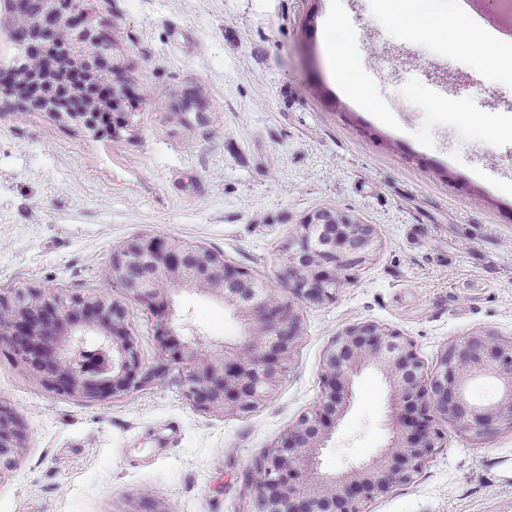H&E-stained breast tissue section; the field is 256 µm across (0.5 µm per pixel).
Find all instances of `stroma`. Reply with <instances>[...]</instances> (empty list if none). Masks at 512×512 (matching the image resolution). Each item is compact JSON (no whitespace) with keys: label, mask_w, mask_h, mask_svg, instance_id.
<instances>
[{"label":"stroma","mask_w":512,"mask_h":512,"mask_svg":"<svg viewBox=\"0 0 512 512\" xmlns=\"http://www.w3.org/2000/svg\"><path fill=\"white\" fill-rule=\"evenodd\" d=\"M387 0H86L136 106L127 128L85 123L0 93V285L65 296L125 295L112 250L164 235L220 253L287 295L291 235L328 209L377 242L333 300L302 308L276 391L248 413L187 401V368L165 363L150 314L128 304L143 366L163 375L122 397L45 389L0 350V406L26 428L0 475V512H253L257 462L321 394L324 353L357 322L397 329L426 372L474 332L512 345V40L494 78L462 50L418 46ZM375 109L331 73L333 16ZM445 112L430 111L436 100ZM492 114L504 132L473 123ZM212 338L241 327L193 290L175 297ZM388 390L364 372L322 470L371 458L389 437ZM433 457L365 512H512V431L442 420Z\"/></svg>","instance_id":"stroma-1"}]
</instances>
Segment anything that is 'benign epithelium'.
Returning <instances> with one entry per match:
<instances>
[{
    "label": "benign epithelium",
    "instance_id": "obj_1",
    "mask_svg": "<svg viewBox=\"0 0 512 512\" xmlns=\"http://www.w3.org/2000/svg\"><path fill=\"white\" fill-rule=\"evenodd\" d=\"M84 0H0V44L24 53L25 70L12 77L23 87L37 77L64 80L86 74L98 94L79 110L53 112L58 121L93 118L107 134L126 125L125 94L114 85L112 63ZM376 232L331 210L307 215L296 228L288 258L294 297L258 285L245 270L212 251L168 236L132 237L112 252L111 281L154 320L163 352L189 366L183 395L202 411L247 413L267 400L293 359L301 336L300 303L335 298L350 257L372 250ZM182 287L224 304L241 322L234 341L207 350V337L177 316L174 295ZM112 353L105 368L86 350L87 337ZM47 389L63 396H121L160 374L143 371L126 307L105 295L62 299L41 287L0 289V348ZM373 367L389 386L390 438L365 462H348L334 474L320 468L337 422L350 403L352 386ZM499 380L498 396L477 403L468 384ZM319 403L302 415L260 458L254 512H364L397 483L411 481L432 458L450 420L481 434L512 429V346L486 333H472L441 353L434 373H424L414 345L371 322L343 330L326 351ZM28 435L12 411L0 407V474L14 468Z\"/></svg>",
    "mask_w": 512,
    "mask_h": 512
}]
</instances>
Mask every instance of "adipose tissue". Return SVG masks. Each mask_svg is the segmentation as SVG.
I'll use <instances>...</instances> for the list:
<instances>
[{
  "mask_svg": "<svg viewBox=\"0 0 512 512\" xmlns=\"http://www.w3.org/2000/svg\"><path fill=\"white\" fill-rule=\"evenodd\" d=\"M390 16L404 25L413 41L464 49L487 75H495L501 61L499 39L483 30L464 26L457 0H395ZM330 58L343 90L358 101L372 104L371 89L361 78L357 58L347 43L332 46Z\"/></svg>",
  "mask_w": 512,
  "mask_h": 512,
  "instance_id": "adipose-tissue-1",
  "label": "adipose tissue"
}]
</instances>
